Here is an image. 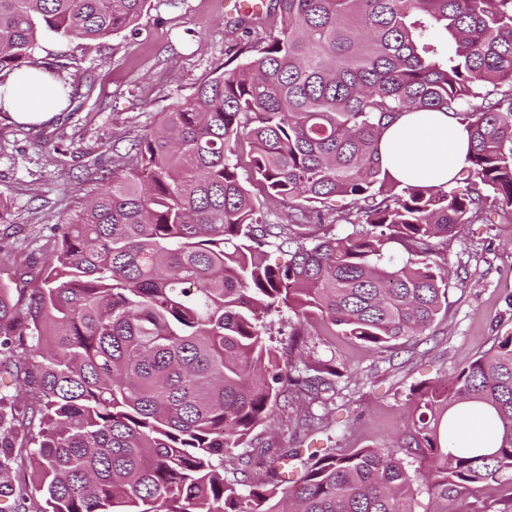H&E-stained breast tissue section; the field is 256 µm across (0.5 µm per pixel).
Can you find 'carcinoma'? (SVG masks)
<instances>
[{
	"label": "carcinoma",
	"instance_id": "obj_1",
	"mask_svg": "<svg viewBox=\"0 0 512 512\" xmlns=\"http://www.w3.org/2000/svg\"><path fill=\"white\" fill-rule=\"evenodd\" d=\"M147 0H0V72L34 62L43 37L100 40L136 25ZM279 23L199 80L132 140L53 227L18 300L0 288V336L33 340L22 365L37 404L16 419L37 470L40 512H414L420 487L451 496L512 471V337L419 393L381 448H317L288 483L295 448H247L283 393L336 400L325 361L292 360L317 322L376 352L448 309L438 240L459 225L512 222V0H276ZM440 111L470 133L463 195L403 185L383 167V131ZM291 209L271 224L241 180ZM338 197L363 202L333 211ZM353 231L293 235L328 216ZM391 243L408 254H387ZM288 260L267 265L264 248ZM287 307L277 348L257 310ZM483 413L487 447L457 438ZM431 467L410 473L407 458Z\"/></svg>",
	"mask_w": 512,
	"mask_h": 512
}]
</instances>
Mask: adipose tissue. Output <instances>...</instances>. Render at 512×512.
Wrapping results in <instances>:
<instances>
[{"label": "adipose tissue", "instance_id": "1", "mask_svg": "<svg viewBox=\"0 0 512 512\" xmlns=\"http://www.w3.org/2000/svg\"><path fill=\"white\" fill-rule=\"evenodd\" d=\"M65 106L60 82L29 68L0 81V110L20 124L39 125ZM469 150L466 128L446 113L405 112L383 134L380 152L389 173L405 184L447 186Z\"/></svg>", "mask_w": 512, "mask_h": 512}]
</instances>
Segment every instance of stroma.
I'll list each match as a JSON object with an SVG mask.
<instances>
[{
    "label": "stroma",
    "mask_w": 512,
    "mask_h": 512,
    "mask_svg": "<svg viewBox=\"0 0 512 512\" xmlns=\"http://www.w3.org/2000/svg\"><path fill=\"white\" fill-rule=\"evenodd\" d=\"M265 35L244 30L224 13V0H148L134 28L97 41L45 37L38 61L60 64L79 84L70 105L49 122L31 126L0 112V285L23 288L38 272L52 225L79 210L100 175L123 165L131 140L152 129L160 112L192 93L230 55ZM452 272L448 311L424 335L376 353L348 338L309 330L301 358L330 361L341 377L327 434L296 433L297 404L277 408L270 427L257 429L259 448L308 450L381 446L401 435L420 389L451 375L499 338L512 335V223L461 225L441 246ZM31 339H13L0 356V396L18 408L35 403L34 384L20 370ZM512 502V472L471 486L458 496L421 493L415 512H501Z\"/></svg>",
    "instance_id": "1"
}]
</instances>
